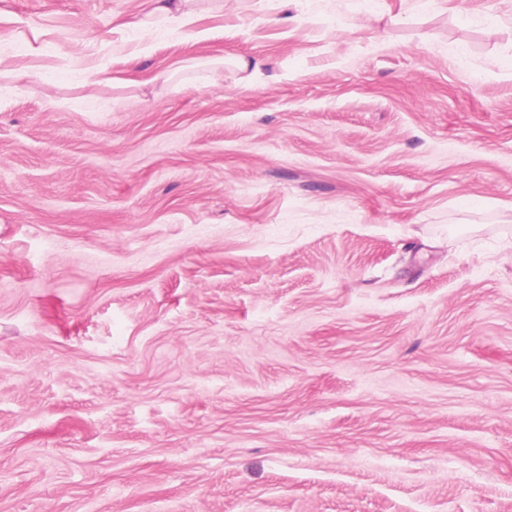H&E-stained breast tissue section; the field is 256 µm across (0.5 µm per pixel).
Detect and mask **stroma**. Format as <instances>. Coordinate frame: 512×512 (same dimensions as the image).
Instances as JSON below:
<instances>
[{
  "instance_id": "1",
  "label": "stroma",
  "mask_w": 512,
  "mask_h": 512,
  "mask_svg": "<svg viewBox=\"0 0 512 512\" xmlns=\"http://www.w3.org/2000/svg\"><path fill=\"white\" fill-rule=\"evenodd\" d=\"M150 6L0 0V512H512V0ZM197 0H151L152 9L148 14L149 21L140 23L141 27L163 25L186 31L190 39H203L205 31L195 30L201 11Z\"/></svg>"
}]
</instances>
